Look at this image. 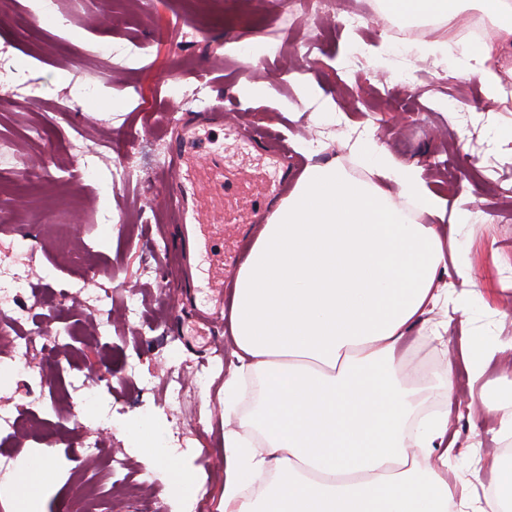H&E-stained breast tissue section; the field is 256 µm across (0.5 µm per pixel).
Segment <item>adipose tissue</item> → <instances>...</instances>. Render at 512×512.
<instances>
[{"label":"adipose tissue","instance_id":"1","mask_svg":"<svg viewBox=\"0 0 512 512\" xmlns=\"http://www.w3.org/2000/svg\"><path fill=\"white\" fill-rule=\"evenodd\" d=\"M387 13L454 30L464 0H385ZM493 23L454 78L498 97L496 57L512 52V7L479 0ZM374 181L329 161L306 166L238 269L224 374V512H504L512 457L495 490L448 483V414L419 415L397 356L407 332L451 300L447 225L416 165L378 143ZM397 195H390L388 185ZM430 224L408 220L395 197Z\"/></svg>","mask_w":512,"mask_h":512}]
</instances>
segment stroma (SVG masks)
I'll list each match as a JSON object with an SVG mask.
<instances>
[{"label": "stroma", "instance_id": "stroma-1", "mask_svg": "<svg viewBox=\"0 0 512 512\" xmlns=\"http://www.w3.org/2000/svg\"><path fill=\"white\" fill-rule=\"evenodd\" d=\"M364 0H333L320 21L273 4L272 0H55V10L83 31L64 41L50 21L35 20L28 0H0V140L9 141L17 165H0V271L43 272L53 268V294H41L30 327L49 330L65 324L67 338L45 371L55 382L97 383L101 416L113 429L100 439L124 466L105 487L99 512H179L183 499L199 488L209 490L206 512H223L224 444L222 369L208 388L185 381L180 404L169 405L166 387L172 368L202 367L210 355L200 342L184 344L178 330L197 310L192 283L180 261V232L162 206V170L177 136L169 110L168 78L204 88L221 102L229 117L251 132L266 131L285 144L294 173L307 163L347 162L349 171L371 180L359 156L352 130L371 129L396 161L421 167V179L443 202V223L456 227L448 248L449 267L462 266L467 277H453L456 290H471L465 307L449 304L432 317L441 341L423 339L421 327L407 334L400 358L406 373L428 366L463 369L462 337L496 342L512 336V213L502 209L512 189V102H490L478 81L461 82L452 72L466 60L467 48L452 41L447 54L407 51L401 39L381 35L377 25L355 32L338 24L339 13L362 8ZM318 38L314 55L290 61L269 55L257 62L225 63L224 45L239 40L279 45L284 35ZM136 41L148 47L144 60L132 62L108 54L111 45ZM383 48L375 59L365 55L348 64L353 44ZM269 82L272 97L252 96V85ZM44 89L31 99L33 89ZM67 104L72 125L82 134L84 162L59 153L70 135L56 109ZM321 150L306 158L302 146ZM486 145L493 168L476 175L449 173V154L465 155L473 143ZM43 162L46 177L24 178L21 164ZM67 224L72 249L90 245L93 256L70 259L56 245L57 227ZM94 275L97 300L79 284ZM139 291V311L126 319L127 289ZM105 325L99 344H91L93 324ZM152 380L142 387L139 376ZM449 413V434L456 451L448 460L451 486L484 495L499 479L494 449L470 452L474 439L468 401L507 402L512 398V351L497 355L485 374L456 390ZM49 389L23 378L0 379V413L42 410ZM152 425L163 441L158 453L145 450L131 431ZM47 435L26 428L0 439V485L13 483L21 462L37 463L45 448L55 485L34 491L29 512H57L61 503L79 498V476L68 461L80 454L82 420L63 415L54 421V445ZM174 466L187 476L185 488L163 480L160 471Z\"/></svg>", "mask_w": 512, "mask_h": 512}]
</instances>
